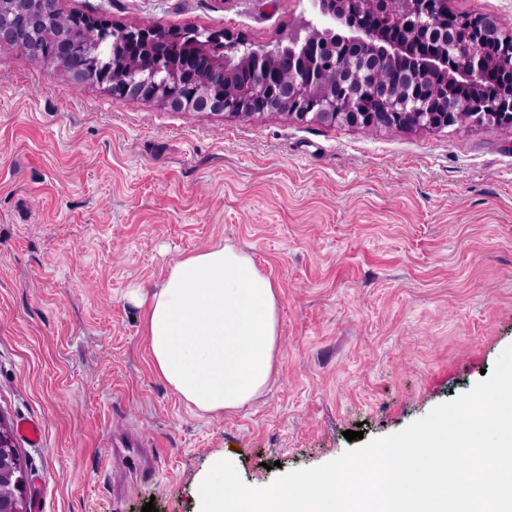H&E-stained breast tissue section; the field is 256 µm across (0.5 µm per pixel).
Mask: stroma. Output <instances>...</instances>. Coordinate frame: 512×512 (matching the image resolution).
<instances>
[{
	"label": "stroma",
	"instance_id": "stroma-1",
	"mask_svg": "<svg viewBox=\"0 0 512 512\" xmlns=\"http://www.w3.org/2000/svg\"><path fill=\"white\" fill-rule=\"evenodd\" d=\"M118 26L228 29L262 46L308 0H59ZM279 294L266 389L202 416L156 375L126 293L216 243ZM512 344V130H365L202 117L0 45V415L30 512H197L213 457L243 481L340 456L470 391ZM144 442L149 473L112 448Z\"/></svg>",
	"mask_w": 512,
	"mask_h": 512
}]
</instances>
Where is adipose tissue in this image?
I'll use <instances>...</instances> for the list:
<instances>
[{
	"label": "adipose tissue",
	"instance_id": "1",
	"mask_svg": "<svg viewBox=\"0 0 512 512\" xmlns=\"http://www.w3.org/2000/svg\"><path fill=\"white\" fill-rule=\"evenodd\" d=\"M144 311L155 372L201 415L240 409L275 372L278 296L252 257L216 244L170 263L151 289L132 287Z\"/></svg>",
	"mask_w": 512,
	"mask_h": 512
}]
</instances>
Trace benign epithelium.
Instances as JSON below:
<instances>
[{"label": "benign epithelium", "instance_id": "obj_1", "mask_svg": "<svg viewBox=\"0 0 512 512\" xmlns=\"http://www.w3.org/2000/svg\"><path fill=\"white\" fill-rule=\"evenodd\" d=\"M312 15H300L274 41L256 47L244 36L226 29L209 33L210 40L184 42L160 22L133 29L114 27L98 17L90 26L112 32L114 41L127 44L132 56L152 66L153 73L132 70L117 81L112 72L100 73L96 83L120 102L136 98L170 110L194 112L204 117L228 114L254 119L275 113L288 120L310 119L366 129H443L475 122L497 129L512 128V87L491 100L481 95L482 76H512V33L502 32L488 16L453 12L448 0H311ZM29 0H0L22 23ZM348 28L338 36L352 46L328 77L318 64V45L334 37L336 25ZM68 41L43 53L30 42L25 54L49 66H62L73 51ZM228 54L214 56L201 79L189 76L171 60L184 50L208 54L212 42ZM288 63V75L266 78L248 88L235 86L244 65ZM441 75L448 94L427 87ZM13 431L0 416V486L16 490L0 493V512H28L26 482L17 465Z\"/></svg>", "mask_w": 512, "mask_h": 512}]
</instances>
